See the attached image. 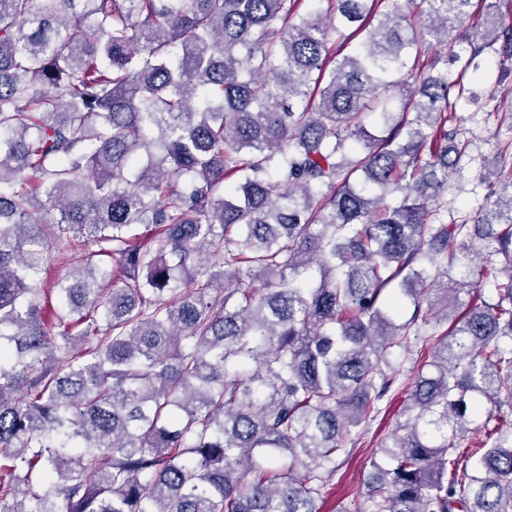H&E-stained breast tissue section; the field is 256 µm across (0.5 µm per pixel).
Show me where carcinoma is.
I'll list each match as a JSON object with an SVG mask.
<instances>
[{"label": "carcinoma", "instance_id": "obj_1", "mask_svg": "<svg viewBox=\"0 0 512 512\" xmlns=\"http://www.w3.org/2000/svg\"><path fill=\"white\" fill-rule=\"evenodd\" d=\"M297 2L0 0V512H319L412 343L359 512H512V177L446 199L512 25Z\"/></svg>", "mask_w": 512, "mask_h": 512}]
</instances>
